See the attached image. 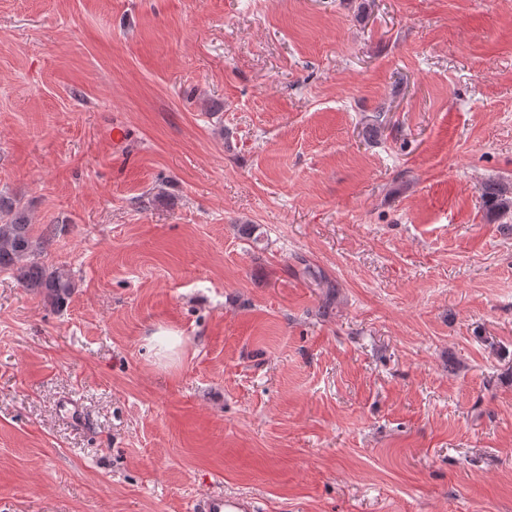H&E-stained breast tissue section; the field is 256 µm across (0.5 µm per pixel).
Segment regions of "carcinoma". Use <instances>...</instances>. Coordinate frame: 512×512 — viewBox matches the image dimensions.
<instances>
[{"mask_svg": "<svg viewBox=\"0 0 512 512\" xmlns=\"http://www.w3.org/2000/svg\"><path fill=\"white\" fill-rule=\"evenodd\" d=\"M482 197L504 214L512 211V185L508 183L494 179L486 182ZM50 239L47 232L35 233L21 199L0 195V272L12 274L22 287L38 291L58 308L73 292L75 282L69 270L49 268L39 261Z\"/></svg>", "mask_w": 512, "mask_h": 512, "instance_id": "obj_1", "label": "carcinoma"}]
</instances>
